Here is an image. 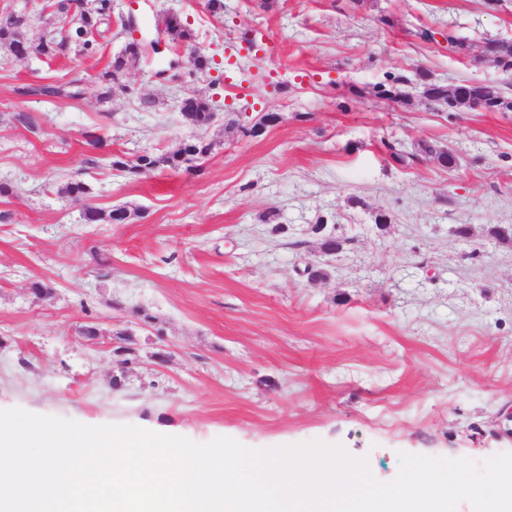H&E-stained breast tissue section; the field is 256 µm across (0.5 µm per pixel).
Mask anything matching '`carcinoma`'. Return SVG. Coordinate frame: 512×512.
Listing matches in <instances>:
<instances>
[{
  "instance_id": "carcinoma-1",
  "label": "carcinoma",
  "mask_w": 512,
  "mask_h": 512,
  "mask_svg": "<svg viewBox=\"0 0 512 512\" xmlns=\"http://www.w3.org/2000/svg\"><path fill=\"white\" fill-rule=\"evenodd\" d=\"M77 2L79 0H44L43 9L51 11V14L58 18V26L45 34L37 43L29 41L25 35V29L31 21L30 17L19 15L13 11H0V47L6 49L12 56L25 57L36 54L50 60L67 56L73 48L84 55L97 54L101 48L99 39L105 38V34L110 29L111 0H91V6L83 11L76 8ZM166 30L172 39L187 45L191 44L193 34L180 20L166 22ZM486 52L494 62L500 59L512 60V42L493 40L487 44ZM139 54L138 45L129 43L98 74L99 83L102 85V97L107 98L112 94L113 85L119 81L127 62L138 58ZM391 81L392 86L389 89L383 84L374 87L375 96L385 98L395 93L404 100L411 99L410 93L402 90V87L410 84L411 80L403 75H397L392 77ZM421 86V95L427 101L441 106L448 100V93L442 92L438 84L423 81ZM511 86L512 83L509 81L505 82L503 86L498 83L479 82L477 83V96L458 100V108L483 110L495 106L500 100L506 98L505 88ZM18 93L77 99L82 95V90L76 83L68 82L38 87L22 86L18 88ZM183 111L188 121L197 127L207 125L211 118V106L203 98L189 99ZM210 151L211 144L198 139L184 142L172 152L143 155L137 162L131 164L117 158L112 161V166L135 175L160 168L177 169L181 166L191 170L198 168L199 162ZM128 217L129 212L125 207L113 209L107 214L88 207L84 210L83 215L88 224H96L102 220L121 224Z\"/></svg>"
}]
</instances>
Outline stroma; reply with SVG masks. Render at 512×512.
I'll list each match as a JSON object with an SVG mask.
<instances>
[{
	"instance_id": "35a3bbf8",
	"label": "stroma",
	"mask_w": 512,
	"mask_h": 512,
	"mask_svg": "<svg viewBox=\"0 0 512 512\" xmlns=\"http://www.w3.org/2000/svg\"><path fill=\"white\" fill-rule=\"evenodd\" d=\"M223 4L114 0L96 56L0 50V407L201 444L319 440L382 482L403 452L512 451V240L490 233L512 227V112L373 94L398 74L502 81L485 47L512 40V0ZM171 12L213 68L169 69ZM133 39L142 55L100 99L98 74ZM72 80L76 100L16 92ZM198 96L214 112L201 129L181 110ZM268 112L277 125L242 134ZM199 136L212 150L197 171L110 165ZM388 143L449 148L457 165L401 166ZM74 180L92 188L84 202L61 192ZM87 206L133 214L88 224Z\"/></svg>"
}]
</instances>
